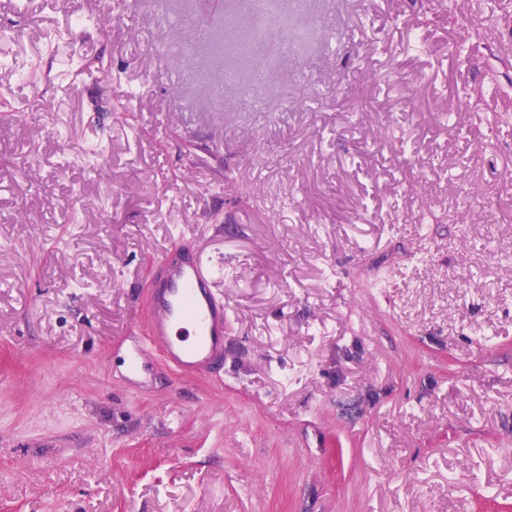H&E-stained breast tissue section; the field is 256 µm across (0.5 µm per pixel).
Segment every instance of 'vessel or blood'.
Segmentation results:
<instances>
[{
  "label": "vessel or blood",
  "instance_id": "obj_1",
  "mask_svg": "<svg viewBox=\"0 0 512 512\" xmlns=\"http://www.w3.org/2000/svg\"><path fill=\"white\" fill-rule=\"evenodd\" d=\"M150 266L155 275L147 320L129 355L132 375L146 373L144 357L151 351L183 376L221 373L228 308L216 268L207 265L198 250L184 246L169 248Z\"/></svg>",
  "mask_w": 512,
  "mask_h": 512
}]
</instances>
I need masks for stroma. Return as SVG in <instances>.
<instances>
[{"instance_id": "35a3bbf8", "label": "stroma", "mask_w": 512, "mask_h": 512, "mask_svg": "<svg viewBox=\"0 0 512 512\" xmlns=\"http://www.w3.org/2000/svg\"><path fill=\"white\" fill-rule=\"evenodd\" d=\"M268 8L254 106L235 0H0V512H512V0ZM181 236L224 373L133 390Z\"/></svg>"}]
</instances>
